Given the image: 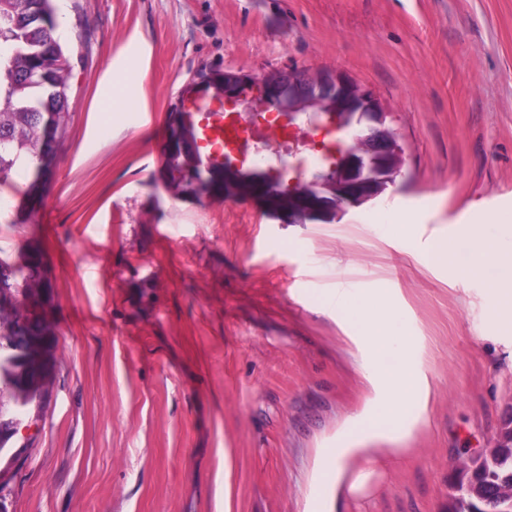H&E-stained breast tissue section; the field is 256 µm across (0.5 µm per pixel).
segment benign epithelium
<instances>
[{"label":"benign epithelium","instance_id":"benign-epithelium-1","mask_svg":"<svg viewBox=\"0 0 512 512\" xmlns=\"http://www.w3.org/2000/svg\"><path fill=\"white\" fill-rule=\"evenodd\" d=\"M220 85L208 103H219L228 112L224 118V141L235 143L242 131L264 113L275 115L277 130L291 137L303 119L319 112L315 126L324 135L357 130L353 142L320 140L316 147L330 163L341 168L340 177L284 181V171L262 170L267 182L282 187L280 200L267 209L283 224H310L338 220L351 207H360L380 197L401 173L404 150L397 132L387 125V108L365 85L351 76L328 68L274 70L261 76L243 70H227L208 77ZM198 130L193 122L181 121L176 139L168 148H180L193 180L206 179L213 171L224 172V182L246 181L255 172L247 164L244 149L224 155L220 165L209 163L199 150Z\"/></svg>","mask_w":512,"mask_h":512}]
</instances>
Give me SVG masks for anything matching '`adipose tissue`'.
I'll list each match as a JSON object with an SVG mask.
<instances>
[{"label":"adipose tissue","mask_w":512,"mask_h":512,"mask_svg":"<svg viewBox=\"0 0 512 512\" xmlns=\"http://www.w3.org/2000/svg\"><path fill=\"white\" fill-rule=\"evenodd\" d=\"M471 253V272H481L489 264L498 266L493 283L497 313L502 322L512 326V261H501L495 246L479 241L472 245ZM345 311L363 332L365 353L378 358L400 355L403 344L392 332L394 313L388 304L352 303ZM371 373L380 400L378 409L360 436H350L351 424L345 421L336 431L335 447L314 449L306 467V482L325 485L327 493L319 509L308 506L304 512H337L341 504L368 502L376 492L378 472L394 454L386 443L401 437L406 420L404 406L420 399L424 381L418 371L409 367L381 364Z\"/></svg>","instance_id":"obj_1"}]
</instances>
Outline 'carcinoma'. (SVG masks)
Masks as SVG:
<instances>
[{
  "mask_svg": "<svg viewBox=\"0 0 512 512\" xmlns=\"http://www.w3.org/2000/svg\"><path fill=\"white\" fill-rule=\"evenodd\" d=\"M55 0H0V185L23 172L22 195L42 199L57 163L60 141L69 118L70 70L43 53L59 38V9ZM40 244L26 243L16 259L0 264V290L25 286L31 296L48 302ZM54 330L25 306L0 315V392L25 386L29 409L43 410L47 385L28 359L24 337ZM472 478L480 494L496 498L512 489V420L505 426L496 456L476 461ZM483 501L462 495L448 512H479Z\"/></svg>",
  "mask_w": 512,
  "mask_h": 512,
  "instance_id": "obj_1",
  "label": "carcinoma"
}]
</instances>
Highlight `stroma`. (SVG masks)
Listing matches in <instances>:
<instances>
[{"label": "stroma", "mask_w": 512, "mask_h": 512, "mask_svg": "<svg viewBox=\"0 0 512 512\" xmlns=\"http://www.w3.org/2000/svg\"><path fill=\"white\" fill-rule=\"evenodd\" d=\"M70 118L44 202L0 186V256L44 250L54 384L0 464L7 512H303L306 456L372 415L360 327L383 300L431 385L369 512H448L512 418V328L469 236L512 252V0H60ZM333 68L387 106L402 172L332 224L185 199L169 114L209 73ZM124 106L102 112L107 85ZM414 219L397 232L396 214ZM500 215L497 224L481 215ZM458 256L435 262V242Z\"/></svg>", "instance_id": "obj_1"}]
</instances>
